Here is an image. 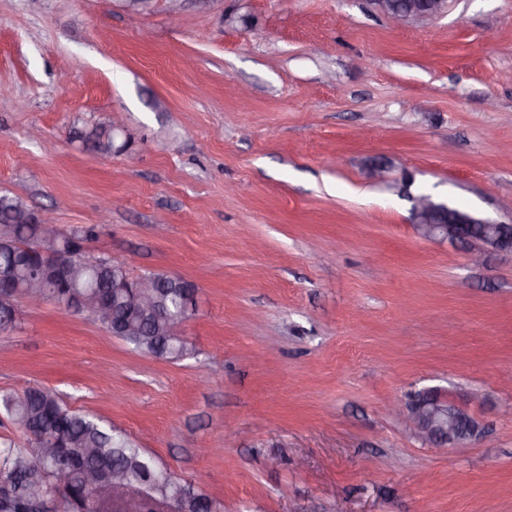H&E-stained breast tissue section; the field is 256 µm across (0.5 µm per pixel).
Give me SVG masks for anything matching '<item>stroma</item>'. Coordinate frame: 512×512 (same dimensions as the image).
Instances as JSON below:
<instances>
[{
    "label": "stroma",
    "instance_id": "1",
    "mask_svg": "<svg viewBox=\"0 0 512 512\" xmlns=\"http://www.w3.org/2000/svg\"><path fill=\"white\" fill-rule=\"evenodd\" d=\"M0 87V194L195 287L176 362L23 304L0 392L56 390L224 512H512V256L409 222L425 192L512 224V0L399 29L374 0H0ZM115 113L127 151L88 150ZM426 390L484 436L422 443L387 403Z\"/></svg>",
    "mask_w": 512,
    "mask_h": 512
}]
</instances>
